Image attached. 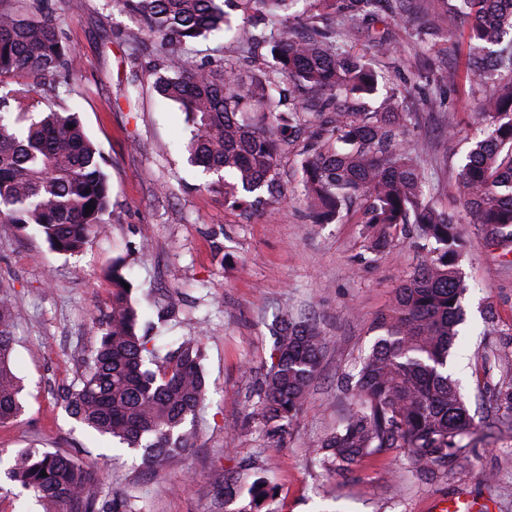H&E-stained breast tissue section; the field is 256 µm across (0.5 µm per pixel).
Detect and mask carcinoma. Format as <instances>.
<instances>
[{
  "label": "carcinoma",
  "instance_id": "obj_1",
  "mask_svg": "<svg viewBox=\"0 0 512 512\" xmlns=\"http://www.w3.org/2000/svg\"><path fill=\"white\" fill-rule=\"evenodd\" d=\"M156 39L163 63L154 88L179 104L189 131L190 161L216 174L209 190L248 216L272 211L284 193L280 157L295 139L301 159L303 202L313 224L335 221L352 200L365 204V223L385 230L412 227L414 248L425 253L376 318L382 331L363 359L350 390L354 408L319 445L328 471L350 470L401 448L423 472L448 471L457 439L473 416L448 370L467 286L458 265L461 227L426 201L424 144L403 143L407 113L398 93H379L378 72L350 50L359 24L374 26L412 14L420 0H120ZM437 8L416 30L434 45L444 21L472 23L478 52L467 78L483 90L475 139L458 174L456 194L485 238L512 251V0H433ZM298 3L307 25L291 32L288 12ZM256 14L237 32L236 65L192 62L193 46L230 24L232 13ZM79 59L62 31L51 0L28 13L21 0H0V224L42 236L58 252L74 253L112 219L104 157L86 136L78 111L56 100L70 86ZM92 212H86V207ZM119 257L112 263V313L92 351V367L67 396L69 414L99 434L142 450L158 465L193 447L194 422L207 393L197 338L159 347L138 333ZM14 304L0 294V423L23 412L11 367ZM323 336L310 324L288 321L275 334L276 361L261 384L251 416L283 431L297 416L316 379ZM47 476H41V472ZM5 476L28 492L42 512H96L89 475L69 455L40 448L18 451ZM274 499L264 477L249 489Z\"/></svg>",
  "mask_w": 512,
  "mask_h": 512
}]
</instances>
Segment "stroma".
<instances>
[{"instance_id":"35a3bbf8","label":"stroma","mask_w":512,"mask_h":512,"mask_svg":"<svg viewBox=\"0 0 512 512\" xmlns=\"http://www.w3.org/2000/svg\"><path fill=\"white\" fill-rule=\"evenodd\" d=\"M69 44L81 61L64 103L76 108L107 161L112 219L77 253L0 224V290L15 303L12 366L25 411L0 424V448H40L78 458L98 502L134 500L138 512H238L254 474L276 487L274 512H433L442 497H462L468 512H512V429L502 424L498 389L512 385V253L490 246L466 223L456 176L481 128L478 96L465 75L472 56L468 25L456 20L433 47L416 43L425 20L391 23L392 57L367 35L354 49L377 62L381 90H397L411 121L408 138L426 143L427 199L463 223L459 268L468 285L451 366L475 426L448 460V475L416 470L393 449L357 469L331 474L314 451L354 407L340 387L356 376L378 332L374 319L419 260L406 232L375 250L360 204L331 224H314L301 200V145L281 159L285 196L273 213L242 219L207 190L210 179L187 161L184 116L154 90L152 35L114 0H62ZM454 72L444 102L426 96L422 62ZM400 67H393V59ZM126 257L132 301L154 322L157 345L200 336L207 400L192 448L157 467L140 452L90 432L65 408L67 389L91 368L90 353L112 308L108 275ZM317 326L325 349L296 419L271 431L250 412L270 370L274 328L284 317ZM236 482V495L224 494Z\"/></svg>"}]
</instances>
